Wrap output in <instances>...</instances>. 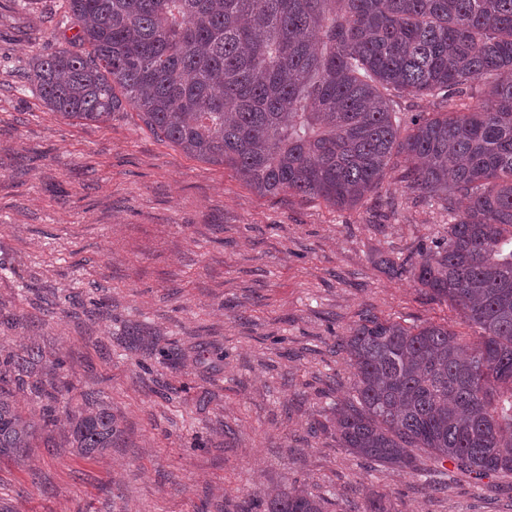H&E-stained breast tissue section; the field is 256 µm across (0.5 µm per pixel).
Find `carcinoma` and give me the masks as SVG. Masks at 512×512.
<instances>
[{
  "mask_svg": "<svg viewBox=\"0 0 512 512\" xmlns=\"http://www.w3.org/2000/svg\"><path fill=\"white\" fill-rule=\"evenodd\" d=\"M68 48L33 57L30 81L65 118L103 123L126 102L156 135L230 167L260 195L352 208L394 155L407 188L448 213V237L397 272L481 330L470 347L443 324L367 316L336 342L355 395L336 405V443L386 468L428 476L415 451L481 480L512 475V0H66ZM489 79L485 102L466 89ZM439 110L403 123L404 97ZM32 344L0 353V462L20 461L58 421L60 379L26 414L11 386L35 376ZM83 456L112 447L116 423L95 393L64 410ZM325 512L299 486L245 512ZM364 512H392L373 491Z\"/></svg>",
  "mask_w": 512,
  "mask_h": 512,
  "instance_id": "cac0c4a2",
  "label": "carcinoma"
}]
</instances>
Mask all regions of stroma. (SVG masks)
Wrapping results in <instances>:
<instances>
[{"mask_svg":"<svg viewBox=\"0 0 512 512\" xmlns=\"http://www.w3.org/2000/svg\"><path fill=\"white\" fill-rule=\"evenodd\" d=\"M63 12L64 0H0V352L39 342L71 406L96 392L118 431L85 457L46 430L0 463V512H241L249 493L291 484L327 512H362L371 488L395 512H512L510 476L477 481L419 453L448 484L435 493L336 445L352 375L333 346L363 318L480 339L383 264L448 232L447 213L407 190L401 158L339 210L258 195L126 104L106 123L65 119L27 79L32 56L71 38ZM135 326L146 345L123 343Z\"/></svg>","mask_w":512,"mask_h":512,"instance_id":"1","label":"stroma"}]
</instances>
